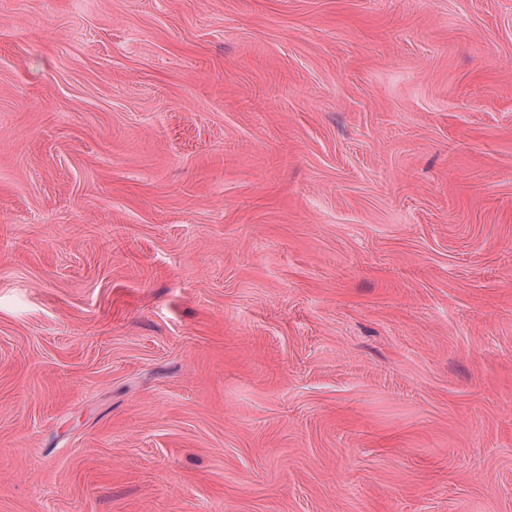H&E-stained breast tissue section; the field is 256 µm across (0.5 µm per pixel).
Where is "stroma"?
I'll return each mask as SVG.
<instances>
[{
	"instance_id": "obj_1",
	"label": "stroma",
	"mask_w": 512,
	"mask_h": 512,
	"mask_svg": "<svg viewBox=\"0 0 512 512\" xmlns=\"http://www.w3.org/2000/svg\"><path fill=\"white\" fill-rule=\"evenodd\" d=\"M0 512H512V0H0Z\"/></svg>"
}]
</instances>
